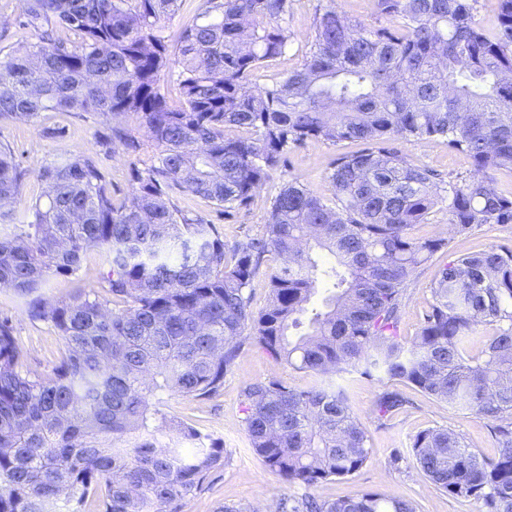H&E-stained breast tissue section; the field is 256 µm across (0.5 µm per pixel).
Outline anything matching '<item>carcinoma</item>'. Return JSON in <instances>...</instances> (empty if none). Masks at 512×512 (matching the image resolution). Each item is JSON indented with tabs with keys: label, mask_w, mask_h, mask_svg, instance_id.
Masks as SVG:
<instances>
[{
	"label": "carcinoma",
	"mask_w": 512,
	"mask_h": 512,
	"mask_svg": "<svg viewBox=\"0 0 512 512\" xmlns=\"http://www.w3.org/2000/svg\"><path fill=\"white\" fill-rule=\"evenodd\" d=\"M24 2L22 27L37 41L0 57V120L131 115L156 150L132 168L126 203L114 201L93 156L41 165L47 191L20 220L26 170L0 142V224L20 223L0 236V288L27 297L29 317L51 322L63 341L44 376L23 364L0 320V512H180L224 467V445L157 403L219 394L249 339L314 377L303 390L276 377L242 389L250 450L288 483L346 478L368 461L369 436L333 383L349 373L404 382L486 420L499 448L492 459L444 427L418 432L412 453L448 497L512 512V248L448 261L412 343L398 333L408 278L448 246L411 237L412 225L440 202L459 234L512 224V195L492 177L512 170V0H498L493 33L474 17L477 0H374L389 21L379 27L320 0L303 64L263 89L250 77L288 48L292 0H203L176 54L163 28L179 0ZM59 27L78 40L58 39ZM169 79L178 108L163 92ZM104 139L142 151L121 124ZM312 139L365 148L333 161L329 203L288 180L259 238L228 248L214 225L174 203L188 192L229 216ZM392 140L441 141L473 173L447 183ZM90 248L106 256L101 292L45 302L47 279L77 272ZM317 249L334 263L321 267ZM268 254L280 265L255 313L248 288ZM322 280L333 291L318 308ZM109 295L120 309L107 307ZM482 329V356H466ZM404 403L385 390L375 411L384 419ZM186 441L196 448L185 451ZM276 512L416 507L364 492L282 497Z\"/></svg>",
	"instance_id": "1"
}]
</instances>
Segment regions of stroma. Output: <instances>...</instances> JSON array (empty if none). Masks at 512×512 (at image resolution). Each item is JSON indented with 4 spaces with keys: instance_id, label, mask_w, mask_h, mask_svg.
<instances>
[{
    "instance_id": "obj_1",
    "label": "stroma",
    "mask_w": 512,
    "mask_h": 512,
    "mask_svg": "<svg viewBox=\"0 0 512 512\" xmlns=\"http://www.w3.org/2000/svg\"><path fill=\"white\" fill-rule=\"evenodd\" d=\"M317 3L318 0H293L288 25L294 38L286 54L254 72L251 77L254 87L270 86L302 65L309 50ZM23 8V0H0V31L7 33L6 38H0V56L34 40L33 34L19 24ZM112 121V116L99 112L50 111L41 113L31 122L0 123V141L13 147L17 161L27 171L23 199L35 198L43 192L44 185L38 178L42 164L61 162L79 153L100 159L116 201L130 198L131 156L119 147L103 145L100 139L101 132ZM360 147L357 141L334 145L313 139L292 148L286 169L274 173L256 192L250 205L229 219L220 217L212 202L193 194L177 195L175 202L190 217L215 225L225 243L233 246L263 234L271 199L288 179H298L316 196L331 198L333 189L328 174L333 159L337 154L354 152ZM403 150L414 164L438 170L449 181L471 172L466 156L449 151L439 142L407 144ZM409 233L418 239L442 237L448 239L449 244L446 251L434 255L408 280L400 319V336L406 342L415 336L428 311L430 288L448 259L492 245L512 247V224H485L471 234L460 236L453 233L448 222V207L441 203L425 223L411 226ZM104 269L100 252L88 251L75 275L50 277L41 290L42 296L53 303L98 288ZM4 317L11 321L25 365L43 373L50 372L63 349L52 324L30 319L25 297L9 289L0 290V319ZM271 376L298 389L308 387L312 381L308 373L274 362L254 342L248 341L234 367L226 374L224 388L218 395L202 401L174 395L162 403L165 413L179 416L202 433L223 440L227 455L224 467L213 481L184 501L181 512H222L227 506H261L283 496L307 494L328 501L364 491L412 501L417 512H477L474 501L453 500L438 490L419 469L411 452L412 439L419 431L447 427L461 433L468 447L481 456L495 457L497 444L486 421L475 413L449 407L447 403L399 383L395 389L405 394L408 403L389 419L382 420L375 412V400L384 391V384L356 375H337L336 383L344 388L353 416L369 435L370 459L353 476L308 488L284 481L249 448L241 391L246 382Z\"/></svg>"
}]
</instances>
